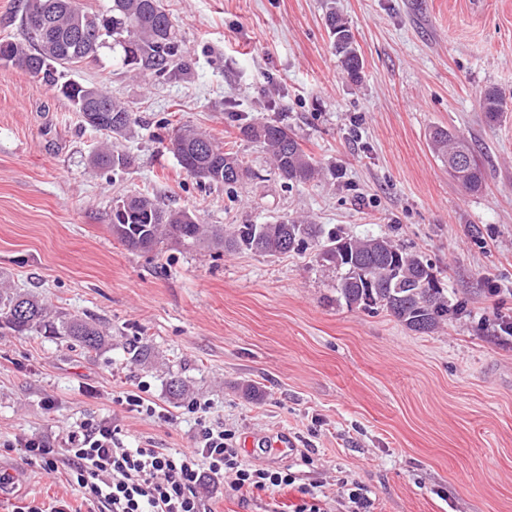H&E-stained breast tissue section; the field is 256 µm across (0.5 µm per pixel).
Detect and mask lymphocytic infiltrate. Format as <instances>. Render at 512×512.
Masks as SVG:
<instances>
[{"label":"lymphocytic infiltrate","instance_id":"obj_1","mask_svg":"<svg viewBox=\"0 0 512 512\" xmlns=\"http://www.w3.org/2000/svg\"><path fill=\"white\" fill-rule=\"evenodd\" d=\"M234 438L231 430L204 423L190 450L130 448L103 419L69 431L59 451L38 436L21 446L44 469L64 471L76 499L98 512H203L200 487L224 474L237 491L295 485L293 473L245 464Z\"/></svg>","mask_w":512,"mask_h":512}]
</instances>
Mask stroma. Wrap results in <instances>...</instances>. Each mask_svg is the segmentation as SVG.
Returning <instances> with one entry per match:
<instances>
[{
    "label": "stroma",
    "instance_id": "obj_1",
    "mask_svg": "<svg viewBox=\"0 0 512 512\" xmlns=\"http://www.w3.org/2000/svg\"><path fill=\"white\" fill-rule=\"evenodd\" d=\"M188 68L134 77L102 50L71 79L127 104L137 122L105 137L22 70L0 65V283L99 323L100 351L0 329V467L22 481L0 512L73 502L64 477L17 443L61 446L111 419L130 446L187 450L196 414L250 436L241 459L295 472L329 512L341 483L373 512H512V112L486 124L489 87L512 93V0H162ZM348 22L363 59L343 73L326 17ZM277 121L319 163L287 184L242 127ZM251 164L232 188L189 175L158 142L177 124ZM471 139L486 188L465 193L429 148L431 128ZM128 154L95 169L105 142ZM148 191L202 224L306 218L353 238L385 236L425 256L466 311L429 335L385 312L336 302V275L313 251L265 256L165 244L131 251L112 235L116 197ZM148 344L140 363L133 347ZM190 386L185 399L170 377ZM144 391L158 413L119 401ZM288 434L293 451L265 443ZM211 512H290L297 486L241 496L201 490Z\"/></svg>",
    "mask_w": 512,
    "mask_h": 512
}]
</instances>
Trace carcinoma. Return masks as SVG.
I'll list each match as a JSON object with an SVG mask.
<instances>
[{"label":"carcinoma","instance_id":"1","mask_svg":"<svg viewBox=\"0 0 512 512\" xmlns=\"http://www.w3.org/2000/svg\"><path fill=\"white\" fill-rule=\"evenodd\" d=\"M51 19L41 29L27 28L28 43L0 41V55L17 61L37 63L25 69L29 75L58 87L74 110L82 91L75 80L59 82L64 73L80 63L98 60L99 50L109 48L117 64L128 73L148 75L158 81L177 78L185 66L184 48L162 0H112V9L90 12L81 0H47ZM93 18L97 25L82 39L75 33L74 17ZM332 43L341 67L352 81H359L362 58L347 23L332 12L327 18ZM94 93L112 109V122L88 123L95 130L121 135L136 122L133 110L96 87ZM480 107L490 125L500 123L507 102L496 88L487 89ZM244 137L264 144L281 178L291 183H308L320 168L288 127L275 122L250 124L241 129ZM433 151L446 161L465 151L469 165L448 166L452 176L467 193L484 189L485 179L474 144L465 136L445 128L429 134ZM168 143L181 146L190 162L181 167L211 185L233 187L251 176V168L239 155L224 149L210 135L191 126L172 130ZM130 159L108 147L97 152L92 164L117 171ZM112 235L132 250L150 252L166 242L193 246L205 241L226 250H250L268 255L299 253L316 247L318 264L336 272V303L350 309L384 311L409 330L429 334L448 323L463 307L448 298L432 264L422 255L392 243L385 237L353 239L323 225L304 219L273 224H235L208 227L185 210L172 209L149 195H131L123 210H112ZM0 328L21 336H54L73 340L89 351L109 344L110 338L97 324L81 317L51 311L38 300L8 288L0 289Z\"/></svg>","mask_w":512,"mask_h":512}]
</instances>
